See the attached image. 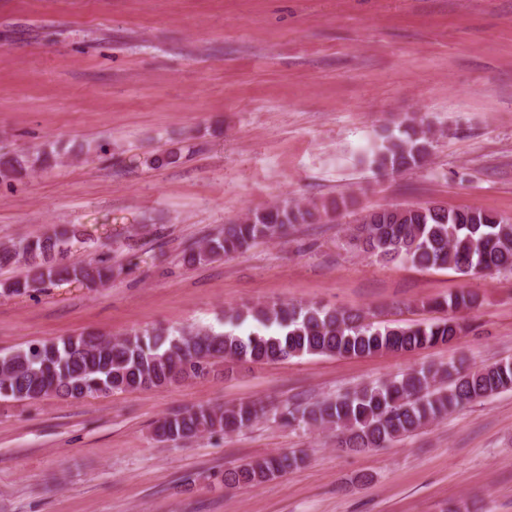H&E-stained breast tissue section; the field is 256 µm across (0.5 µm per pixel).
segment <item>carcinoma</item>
<instances>
[{
    "mask_svg": "<svg viewBox=\"0 0 512 512\" xmlns=\"http://www.w3.org/2000/svg\"><path fill=\"white\" fill-rule=\"evenodd\" d=\"M431 129L414 117L385 128L365 160L380 172H401L428 161ZM56 151L36 149L0 154V184L12 185L28 172L52 166ZM347 207L345 199L310 205L284 203L257 210L224 225V230L184 255L199 263L246 250L285 236L295 224L332 218ZM350 242L385 262L446 266L468 275L512 271V221L481 208L447 209L435 204L385 207L363 215ZM88 242L75 228L23 236L0 245V268L24 273L0 281L3 295H32L60 282L88 288L112 281V244L87 261L70 253ZM471 291L435 300L432 306L453 312L448 318L406 327H376L359 309L318 304L279 303L232 309L224 320L238 327L248 320L254 329L241 335L204 328L145 329L121 338L86 339L85 334L38 341L0 354V399L40 400L51 396L82 398L115 391L159 389L203 376L218 362H269L322 355L363 357L386 351H415L451 342L465 328L456 313L478 306ZM512 389V360L463 371L420 368L366 385L352 392L315 401L268 407L252 401L224 406L197 405L158 421L159 442L178 443L205 434H224L261 419L288 426L336 429L340 448H383L421 430L430 422L467 404ZM304 462L296 453L267 455L224 471V484L250 487L281 476Z\"/></svg>",
    "mask_w": 512,
    "mask_h": 512,
    "instance_id": "1",
    "label": "carcinoma"
}]
</instances>
